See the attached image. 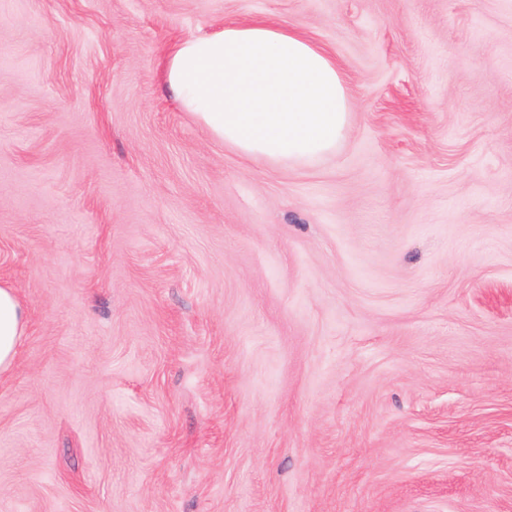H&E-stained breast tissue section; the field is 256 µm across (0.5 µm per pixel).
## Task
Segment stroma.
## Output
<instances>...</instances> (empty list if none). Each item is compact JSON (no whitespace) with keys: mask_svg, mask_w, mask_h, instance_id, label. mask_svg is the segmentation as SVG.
Here are the masks:
<instances>
[{"mask_svg":"<svg viewBox=\"0 0 512 512\" xmlns=\"http://www.w3.org/2000/svg\"><path fill=\"white\" fill-rule=\"evenodd\" d=\"M330 48L303 165L183 112L178 41ZM0 512H512V0H0ZM27 312L17 290L0 285V374L8 372L15 361L21 337L25 333Z\"/></svg>","mask_w":512,"mask_h":512,"instance_id":"stroma-1","label":"stroma"}]
</instances>
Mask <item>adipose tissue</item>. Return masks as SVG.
Masks as SVG:
<instances>
[{
  "mask_svg": "<svg viewBox=\"0 0 512 512\" xmlns=\"http://www.w3.org/2000/svg\"><path fill=\"white\" fill-rule=\"evenodd\" d=\"M180 108L214 138L273 164L310 163L335 151L350 123L345 72L296 29L264 20L229 23L181 40L165 68ZM27 312L0 285V374L15 361Z\"/></svg>",
  "mask_w": 512,
  "mask_h": 512,
  "instance_id": "obj_1",
  "label": "adipose tissue"
}]
</instances>
